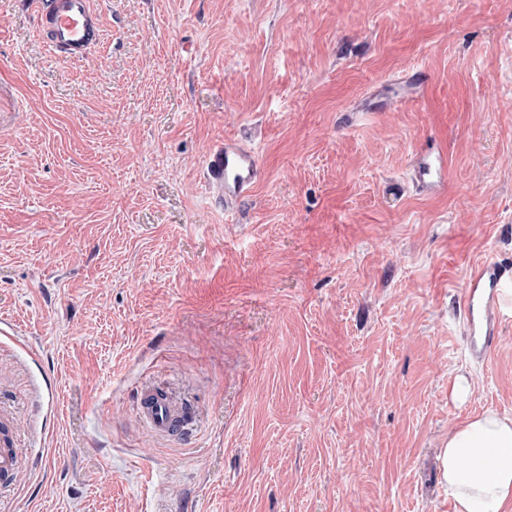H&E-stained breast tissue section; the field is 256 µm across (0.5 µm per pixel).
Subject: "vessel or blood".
Wrapping results in <instances>:
<instances>
[{"label":"vessel or blood","mask_w":512,"mask_h":512,"mask_svg":"<svg viewBox=\"0 0 512 512\" xmlns=\"http://www.w3.org/2000/svg\"><path fill=\"white\" fill-rule=\"evenodd\" d=\"M42 24L55 51L71 57L84 56L101 39L96 15L89 0H48ZM446 155L430 148L420 149L412 168L418 190L439 192L447 185ZM210 189L223 198L225 206L237 204L259 178L256 154L234 140H225L208 157ZM512 288V270L488 259L473 265L464 290L462 320L467 327L474 358L487 360L501 336L502 291ZM137 413L147 429L168 438L191 425L182 398L169 387L155 382L142 385ZM20 469L14 414L0 407V491L12 486Z\"/></svg>","instance_id":"vessel-or-blood-1"}]
</instances>
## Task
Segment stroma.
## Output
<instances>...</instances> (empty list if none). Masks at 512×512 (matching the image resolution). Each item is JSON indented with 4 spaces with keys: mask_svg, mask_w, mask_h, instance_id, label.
Returning <instances> with one entry per match:
<instances>
[{
    "mask_svg": "<svg viewBox=\"0 0 512 512\" xmlns=\"http://www.w3.org/2000/svg\"><path fill=\"white\" fill-rule=\"evenodd\" d=\"M45 6L0 0V512H453L449 431L512 416V316L478 365L459 315L471 266L512 267V0H92L74 59ZM228 138L260 165L230 209ZM154 379L182 437L136 414ZM207 172L210 189L224 199L227 208L249 193L259 178L255 152L231 139L211 152ZM446 155L442 150L420 149L412 168V182L425 192H440L447 185ZM137 413L147 429L160 438L174 437L195 424L183 399L155 382H146L140 388ZM14 413L0 407V491L12 486L20 469Z\"/></svg>",
    "mask_w": 512,
    "mask_h": 512,
    "instance_id": "stroma-1",
    "label": "stroma"
}]
</instances>
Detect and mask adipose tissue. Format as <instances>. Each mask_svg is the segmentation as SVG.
<instances>
[{
    "label": "adipose tissue",
    "instance_id": "1",
    "mask_svg": "<svg viewBox=\"0 0 512 512\" xmlns=\"http://www.w3.org/2000/svg\"><path fill=\"white\" fill-rule=\"evenodd\" d=\"M453 512L512 507V417L486 409L466 417L439 454Z\"/></svg>",
    "mask_w": 512,
    "mask_h": 512
}]
</instances>
